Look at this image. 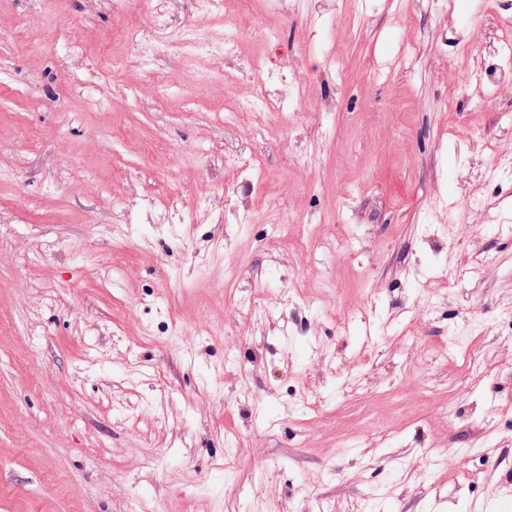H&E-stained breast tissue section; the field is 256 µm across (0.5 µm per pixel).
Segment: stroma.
Wrapping results in <instances>:
<instances>
[{"label": "stroma", "instance_id": "obj_1", "mask_svg": "<svg viewBox=\"0 0 512 512\" xmlns=\"http://www.w3.org/2000/svg\"><path fill=\"white\" fill-rule=\"evenodd\" d=\"M227 33L0 0V512H512V0Z\"/></svg>", "mask_w": 512, "mask_h": 512}]
</instances>
